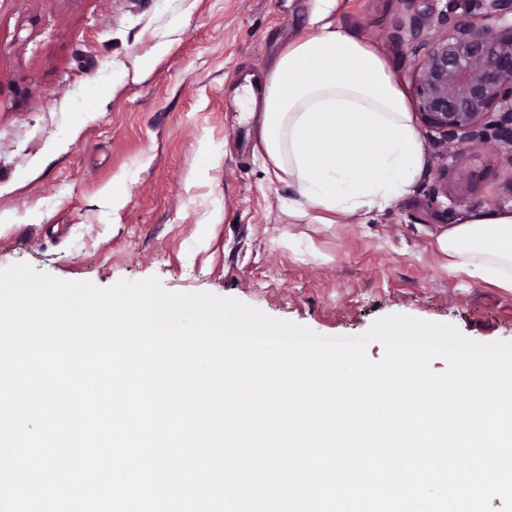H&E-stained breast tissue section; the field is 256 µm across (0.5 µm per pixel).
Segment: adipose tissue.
Listing matches in <instances>:
<instances>
[{
	"label": "adipose tissue",
	"mask_w": 512,
	"mask_h": 512,
	"mask_svg": "<svg viewBox=\"0 0 512 512\" xmlns=\"http://www.w3.org/2000/svg\"><path fill=\"white\" fill-rule=\"evenodd\" d=\"M288 45L266 78L259 137L297 196L290 214L320 223L366 216L408 194L425 152L405 95L383 55L325 14ZM449 273L512 292V212H465L436 237Z\"/></svg>",
	"instance_id": "ef3b65f1"
}]
</instances>
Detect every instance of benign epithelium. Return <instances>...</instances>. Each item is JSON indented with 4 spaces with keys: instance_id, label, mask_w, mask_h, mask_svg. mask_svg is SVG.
<instances>
[{
    "instance_id": "obj_1",
    "label": "benign epithelium",
    "mask_w": 512,
    "mask_h": 512,
    "mask_svg": "<svg viewBox=\"0 0 512 512\" xmlns=\"http://www.w3.org/2000/svg\"><path fill=\"white\" fill-rule=\"evenodd\" d=\"M416 19L433 34L412 35L417 113L442 143L459 150L491 139L512 147V0H457Z\"/></svg>"
}]
</instances>
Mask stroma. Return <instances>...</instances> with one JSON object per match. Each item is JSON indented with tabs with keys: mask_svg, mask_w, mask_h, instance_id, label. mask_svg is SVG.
I'll use <instances>...</instances> for the list:
<instances>
[{
	"mask_svg": "<svg viewBox=\"0 0 512 512\" xmlns=\"http://www.w3.org/2000/svg\"><path fill=\"white\" fill-rule=\"evenodd\" d=\"M319 7L0 0V268L27 262L101 287L155 276L325 337L405 314L512 341V293L448 274L435 247L460 210L512 212V156L494 144L453 156L420 129L426 164L409 195L366 219L289 215L294 189L234 91L311 33ZM331 19L412 93L402 0H336ZM89 93L101 109L73 111Z\"/></svg>",
	"mask_w": 512,
	"mask_h": 512,
	"instance_id": "obj_1",
	"label": "stroma"
}]
</instances>
